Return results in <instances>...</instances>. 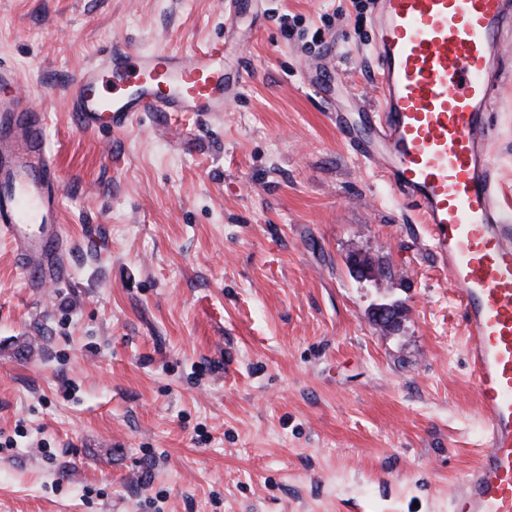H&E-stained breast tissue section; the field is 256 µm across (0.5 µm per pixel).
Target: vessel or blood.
I'll use <instances>...</instances> for the list:
<instances>
[{
  "instance_id": "1",
  "label": "vessel or blood",
  "mask_w": 512,
  "mask_h": 512,
  "mask_svg": "<svg viewBox=\"0 0 512 512\" xmlns=\"http://www.w3.org/2000/svg\"><path fill=\"white\" fill-rule=\"evenodd\" d=\"M377 101L336 115V132L413 208L461 291L466 358L481 422L479 459L453 512H512V205L490 154L507 75L512 0H376ZM0 60V236L31 287L64 276L61 180L45 115ZM246 84L220 51L145 53L113 43L69 89L74 123L120 133L144 112H223Z\"/></svg>"
}]
</instances>
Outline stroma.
<instances>
[{"mask_svg":"<svg viewBox=\"0 0 512 512\" xmlns=\"http://www.w3.org/2000/svg\"><path fill=\"white\" fill-rule=\"evenodd\" d=\"M337 5L0 0L69 249L65 280L33 288L0 239V512H452L480 452L460 291L304 82L319 30L375 95L371 23ZM232 18L231 111L145 112L107 140L72 121L68 89L113 39L220 49ZM495 120L512 202V84Z\"/></svg>","mask_w":512,"mask_h":512,"instance_id":"1","label":"stroma"}]
</instances>
